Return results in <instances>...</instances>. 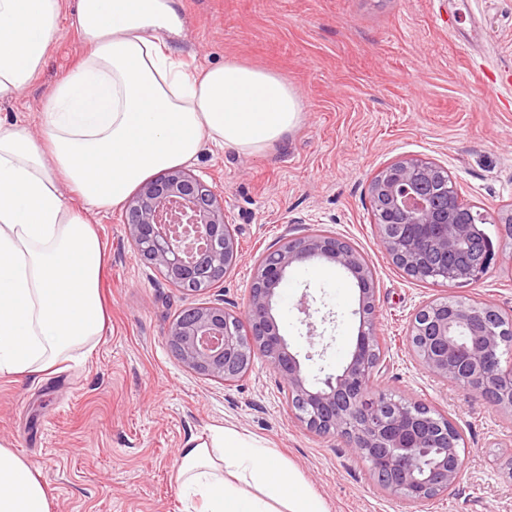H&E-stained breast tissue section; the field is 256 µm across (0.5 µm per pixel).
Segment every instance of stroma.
I'll use <instances>...</instances> for the list:
<instances>
[{"instance_id":"35a3bbf8","label":"stroma","mask_w":512,"mask_h":512,"mask_svg":"<svg viewBox=\"0 0 512 512\" xmlns=\"http://www.w3.org/2000/svg\"><path fill=\"white\" fill-rule=\"evenodd\" d=\"M176 45L193 68L237 60L287 79L307 104L300 125L257 154L203 151L189 170L224 197L240 262L195 295L135 255L123 208L93 215L104 253L103 336L79 363L20 381L0 377V441L41 474L51 512H186L178 450L226 427L276 449L328 512H512V412L423 370L409 350L414 313L444 293L512 314V241L494 224L512 208V0H178ZM477 36L464 54L457 39ZM84 54L61 24L39 80L0 101V122L40 129L42 100ZM402 156L445 169L463 202L486 214L499 255L479 282L451 290L400 270L379 247L368 185ZM349 241L376 281L381 362L373 385L427 404L463 432L453 490L415 505L382 489L345 438L321 436L288 407L263 356L227 385L187 369L166 342L191 303L242 314L254 263L286 236ZM275 316L311 374L345 365L359 328V289L314 261L291 269ZM309 292L323 317L307 342L290 304Z\"/></svg>"}]
</instances>
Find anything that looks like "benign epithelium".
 <instances>
[{"mask_svg": "<svg viewBox=\"0 0 512 512\" xmlns=\"http://www.w3.org/2000/svg\"><path fill=\"white\" fill-rule=\"evenodd\" d=\"M457 193L444 168L422 158H399L369 184L377 240L408 275L441 285L480 280L496 253L478 225L479 211L458 214ZM124 224L135 255L165 280L189 294L241 259L224 196L201 177L176 168L143 182L125 204ZM323 260L350 274L360 292V325L349 358L337 374L309 375L280 334L273 313L288 271ZM314 335L311 295L294 305ZM494 306L455 296L434 299L416 312L409 348L427 372L466 390L479 391L493 406L512 410V365L502 366L512 346V327L493 325ZM374 273L364 256L334 234L311 233L281 239L255 265L243 314L223 305L194 304L171 323L167 344L191 371L226 383L251 370L261 352L288 388L295 416L319 435H340L369 463L382 488L421 504L448 491L463 460L461 434L452 419H438L369 382L381 361Z\"/></svg>", "mask_w": 512, "mask_h": 512, "instance_id": "1", "label": "benign epithelium"}]
</instances>
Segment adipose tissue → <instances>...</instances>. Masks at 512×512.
Returning a JSON list of instances; mask_svg holds the SVG:
<instances>
[{
    "instance_id": "adipose-tissue-1",
    "label": "adipose tissue",
    "mask_w": 512,
    "mask_h": 512,
    "mask_svg": "<svg viewBox=\"0 0 512 512\" xmlns=\"http://www.w3.org/2000/svg\"><path fill=\"white\" fill-rule=\"evenodd\" d=\"M64 20L87 53L44 99L41 139L0 122V376L17 379L78 360L105 328L90 214L204 147L265 151L304 111L275 73L188 68L174 0H0V100L38 80ZM177 481L189 512H326L273 449L228 428L185 442ZM0 512H50L39 472L3 444Z\"/></svg>"
}]
</instances>
